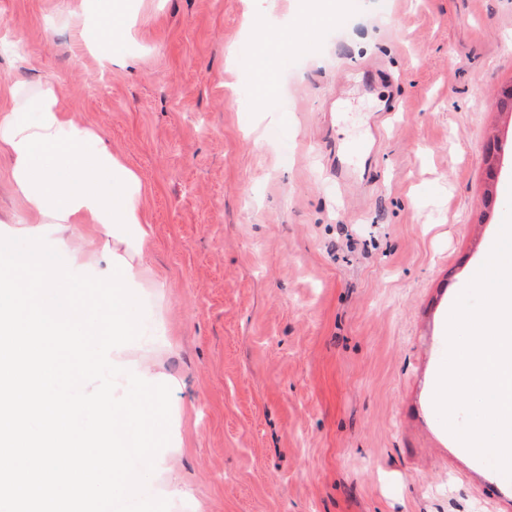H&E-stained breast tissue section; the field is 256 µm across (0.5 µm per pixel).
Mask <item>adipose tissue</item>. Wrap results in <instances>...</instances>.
Returning <instances> with one entry per match:
<instances>
[{"instance_id": "ef3b65f1", "label": "adipose tissue", "mask_w": 512, "mask_h": 512, "mask_svg": "<svg viewBox=\"0 0 512 512\" xmlns=\"http://www.w3.org/2000/svg\"><path fill=\"white\" fill-rule=\"evenodd\" d=\"M131 34L121 0H111L88 29L103 47ZM0 153L10 162L8 191L22 204L21 223L70 229L74 245L67 254L77 264L104 271L103 252L109 248L126 258L135 283L157 287L146 258L150 230L140 209L141 181L99 135L60 112L53 79L40 82L10 109H0Z\"/></svg>"}]
</instances>
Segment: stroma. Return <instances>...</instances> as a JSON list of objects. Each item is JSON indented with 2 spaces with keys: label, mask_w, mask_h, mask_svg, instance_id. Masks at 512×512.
Instances as JSON below:
<instances>
[{
  "label": "stroma",
  "mask_w": 512,
  "mask_h": 512,
  "mask_svg": "<svg viewBox=\"0 0 512 512\" xmlns=\"http://www.w3.org/2000/svg\"><path fill=\"white\" fill-rule=\"evenodd\" d=\"M102 71L75 0H0V108L39 80L140 178L143 334L171 388L169 512H512L430 407L447 311L512 201V0H335L253 107L249 23L306 0H126ZM398 109L379 117L382 100ZM384 134L355 183L336 148ZM505 146L486 203V147Z\"/></svg>",
  "instance_id": "35a3bbf8"
}]
</instances>
